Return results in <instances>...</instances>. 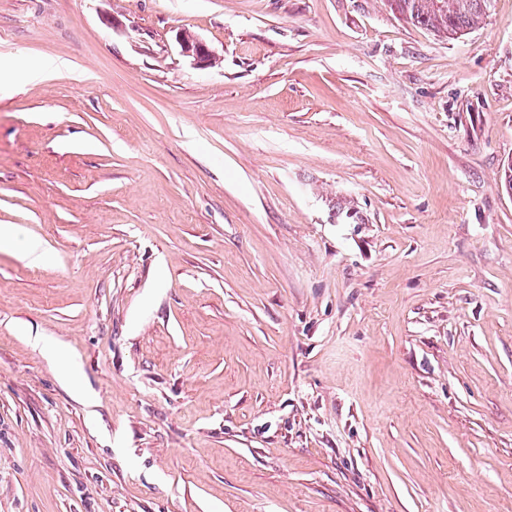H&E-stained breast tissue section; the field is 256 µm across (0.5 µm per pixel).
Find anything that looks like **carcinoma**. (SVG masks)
<instances>
[{
	"label": "carcinoma",
	"mask_w": 512,
	"mask_h": 512,
	"mask_svg": "<svg viewBox=\"0 0 512 512\" xmlns=\"http://www.w3.org/2000/svg\"><path fill=\"white\" fill-rule=\"evenodd\" d=\"M390 10L436 35L452 39L481 24L491 0H386Z\"/></svg>",
	"instance_id": "1"
}]
</instances>
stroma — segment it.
Returning a JSON list of instances; mask_svg holds the SVG:
<instances>
[{"mask_svg":"<svg viewBox=\"0 0 512 512\" xmlns=\"http://www.w3.org/2000/svg\"><path fill=\"white\" fill-rule=\"evenodd\" d=\"M511 161L512 0H0V512H512ZM395 14L436 35L454 39L481 24L491 0H386ZM177 43L181 55L191 59L195 65L207 68L213 64L215 53L197 36H188L185 31L181 30L177 34Z\"/></svg>","mask_w":512,"mask_h":512,"instance_id":"35a3bbf8","label":"stroma"}]
</instances>
